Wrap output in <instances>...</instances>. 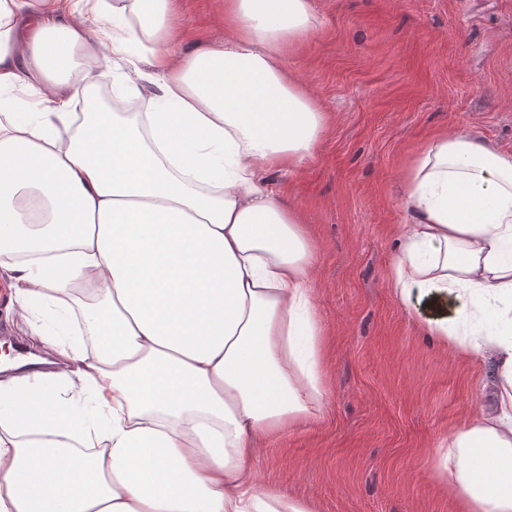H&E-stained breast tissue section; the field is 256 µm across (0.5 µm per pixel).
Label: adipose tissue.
I'll use <instances>...</instances> for the list:
<instances>
[{
  "mask_svg": "<svg viewBox=\"0 0 512 512\" xmlns=\"http://www.w3.org/2000/svg\"><path fill=\"white\" fill-rule=\"evenodd\" d=\"M176 52L178 0H0V254L44 370L0 362V512H317L258 484L256 439L318 416L316 246L260 184L327 131L286 49L310 0H224ZM122 116L92 94L134 88ZM23 90L33 109L15 106ZM392 291L427 335L490 358L488 401L437 448L460 512H512V156L461 126L403 178Z\"/></svg>",
  "mask_w": 512,
  "mask_h": 512,
  "instance_id": "adipose-tissue-1",
  "label": "adipose tissue"
}]
</instances>
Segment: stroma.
<instances>
[{
	"mask_svg": "<svg viewBox=\"0 0 512 512\" xmlns=\"http://www.w3.org/2000/svg\"><path fill=\"white\" fill-rule=\"evenodd\" d=\"M316 28L283 64L328 119L309 161L265 174L317 257L325 405L258 440L260 484L317 512H458L433 452L477 410L486 358L426 336L394 296L399 181L434 133L467 125L512 154V0H313ZM183 42L224 37L221 0H184Z\"/></svg>",
	"mask_w": 512,
	"mask_h": 512,
	"instance_id": "35a3bbf8",
	"label": "stroma"
}]
</instances>
